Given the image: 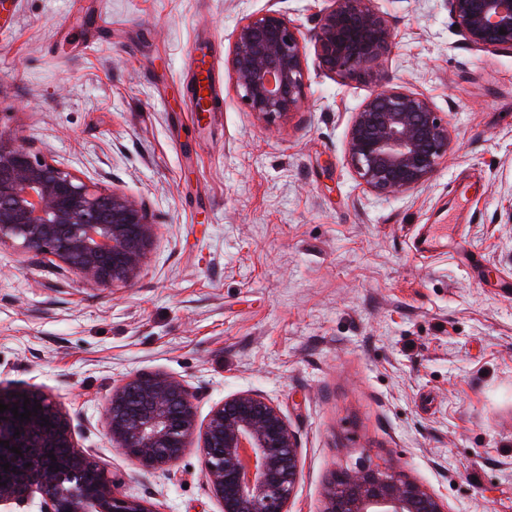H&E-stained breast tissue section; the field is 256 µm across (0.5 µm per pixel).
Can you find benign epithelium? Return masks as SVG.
Instances as JSON below:
<instances>
[{
    "mask_svg": "<svg viewBox=\"0 0 512 512\" xmlns=\"http://www.w3.org/2000/svg\"><path fill=\"white\" fill-rule=\"evenodd\" d=\"M331 2L314 34L319 64L340 79L381 80L376 67L394 39L389 20L372 0ZM447 3L467 45L512 51V0ZM229 65L241 102L255 114L274 121L300 107L305 50L298 29L280 11L241 20ZM450 144L448 123L427 96L388 87L354 113L345 161L373 194L410 193L429 181ZM154 237L155 224L125 194L0 140V243L50 254L87 283L108 287L138 276ZM195 398L185 382L170 376L130 377L106 406L113 447L143 468L162 469L178 462L197 434L222 512H289L299 478V444L279 407L259 393L241 392L214 406L199 430ZM0 400L8 405L0 413V507L21 508L37 494L41 512H155L145 501L113 492L95 451L78 445L70 415L45 393L0 388ZM37 405L41 409L23 422L11 413ZM12 447L23 448L22 456H10ZM323 512L447 509L408 476L362 466L332 474Z\"/></svg>",
    "mask_w": 512,
    "mask_h": 512,
    "instance_id": "7a95c632",
    "label": "benign epithelium"
}]
</instances>
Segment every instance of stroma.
<instances>
[{
    "label": "stroma",
    "mask_w": 512,
    "mask_h": 512,
    "mask_svg": "<svg viewBox=\"0 0 512 512\" xmlns=\"http://www.w3.org/2000/svg\"><path fill=\"white\" fill-rule=\"evenodd\" d=\"M329 0H11L0 13V138L135 200L157 226L138 278L85 284L0 244V386L37 387L73 418L117 495L221 512L198 441L145 470L103 413L134 374L197 394L196 421L244 391L299 443L290 512H322L334 470L390 467L448 512H512V53L464 43L446 0H375L379 64L426 95L452 144L421 190L378 196L345 161L375 89L325 73L310 44ZM300 32L304 101L270 123L228 59L240 20ZM209 55L216 112H194L189 52ZM445 252L419 254L431 225Z\"/></svg>",
    "instance_id": "1"
}]
</instances>
